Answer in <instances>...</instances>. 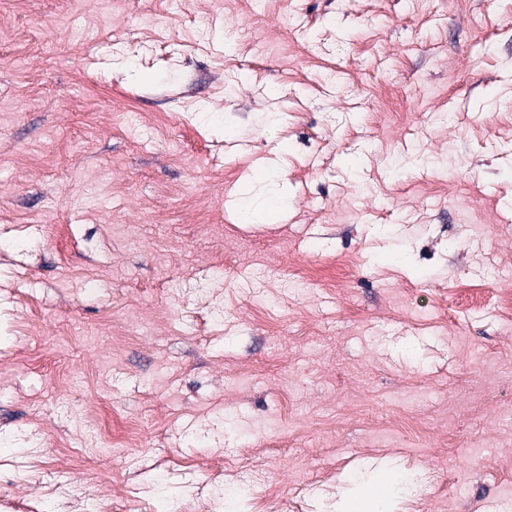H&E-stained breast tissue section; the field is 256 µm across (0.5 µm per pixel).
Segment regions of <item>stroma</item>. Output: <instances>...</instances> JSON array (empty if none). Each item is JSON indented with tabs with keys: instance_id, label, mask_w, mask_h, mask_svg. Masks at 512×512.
Here are the masks:
<instances>
[{
	"instance_id": "stroma-1",
	"label": "stroma",
	"mask_w": 512,
	"mask_h": 512,
	"mask_svg": "<svg viewBox=\"0 0 512 512\" xmlns=\"http://www.w3.org/2000/svg\"><path fill=\"white\" fill-rule=\"evenodd\" d=\"M510 291L512 0H0V512H512ZM400 478H394L391 482H384L380 485V493L377 495H361L338 504L339 512H378L388 511L380 509L392 496L393 491L398 488Z\"/></svg>"
}]
</instances>
